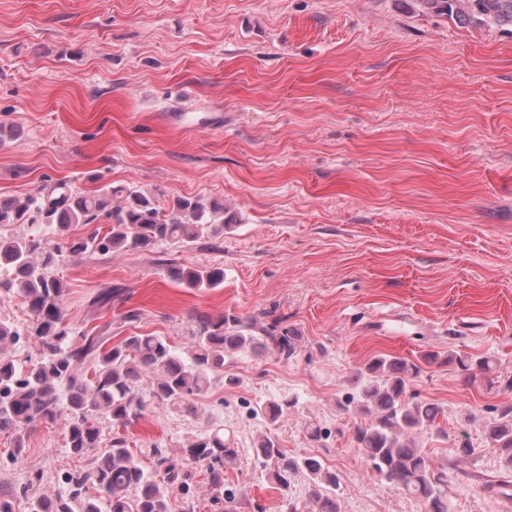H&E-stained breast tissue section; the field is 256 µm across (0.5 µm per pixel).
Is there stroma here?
Here are the masks:
<instances>
[{"label": "stroma", "instance_id": "obj_1", "mask_svg": "<svg viewBox=\"0 0 512 512\" xmlns=\"http://www.w3.org/2000/svg\"><path fill=\"white\" fill-rule=\"evenodd\" d=\"M51 180L132 184L163 207L216 200L234 223L215 241L70 261L73 327L151 333L183 354L191 315L272 312L302 338L289 361L227 359L236 384H213L196 414L154 406L123 430L175 453L223 428L236 499L225 507L201 472L195 512H310L304 474L281 491L254 458L266 434L336 473L341 512H425L366 464L353 437L370 417L345 404L374 355L452 351L496 371L470 382L423 365L410 389L444 413L415 443L445 470L450 512H506L512 468L484 423L512 404L511 32L420 0H0V195ZM172 265L223 267L224 285L181 287ZM116 286L123 301L90 308ZM272 399L294 402L274 423L258 411ZM14 448L0 433L14 512L30 510L24 487L61 491L85 464L59 420Z\"/></svg>", "mask_w": 512, "mask_h": 512}]
</instances>
